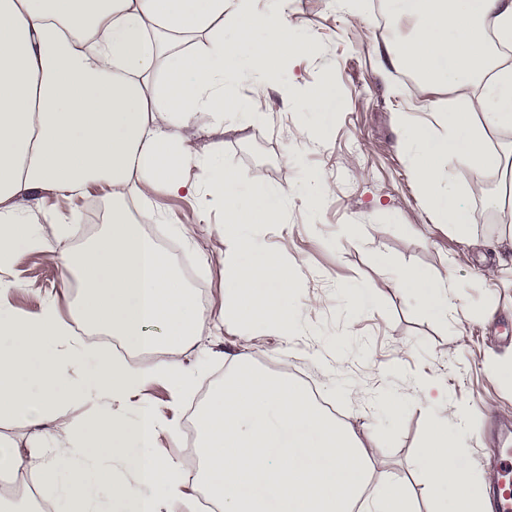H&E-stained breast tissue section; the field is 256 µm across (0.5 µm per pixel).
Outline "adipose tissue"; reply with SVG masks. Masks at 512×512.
Here are the masks:
<instances>
[{
    "instance_id": "ef3b65f1",
    "label": "adipose tissue",
    "mask_w": 512,
    "mask_h": 512,
    "mask_svg": "<svg viewBox=\"0 0 512 512\" xmlns=\"http://www.w3.org/2000/svg\"><path fill=\"white\" fill-rule=\"evenodd\" d=\"M0 0V271L29 251L51 253L70 235L76 216L41 210L45 192L68 199L92 185L112 200L104 233L66 258L80 290L71 320L54 297L20 313L0 286V421L45 427V453L22 452L0 438V472L35 470L43 496L67 512H177L184 476L152 454L161 420L145 397L156 380L181 391L193 381L180 358L202 320L191 289L144 231L168 223L157 194L209 196L228 219L224 239V318L242 335H271L292 326L288 261L258 250L255 229L274 223L288 204L285 188L259 190V177L226 174L217 150L193 142L224 128V93L244 75L266 80L279 63L310 53L290 40L288 0ZM260 34L258 44L224 49V20ZM388 22L407 26L379 55L410 70L430 89L477 83L484 92L464 106L435 108L429 121L403 118L399 134L410 172L435 223L470 234L459 188L444 172L453 161L498 170L512 142L488 152V134L512 131V66L496 46L512 45V0H391ZM204 40L198 50L187 42ZM207 172L205 181L191 170ZM145 211L134 218L127 199ZM392 284L447 317L456 294L451 278L403 268ZM81 328L83 337L73 335ZM121 336L165 359L132 366L116 359L91 370L100 335ZM86 411L72 415L74 404ZM467 412L449 407L429 417L411 461L425 475L424 492L450 491L449 512H487L484 480L461 462L449 425L466 428ZM137 477L131 487L113 461Z\"/></svg>"
}]
</instances>
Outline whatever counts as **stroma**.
Here are the masks:
<instances>
[{"label":"stroma","mask_w":512,"mask_h":512,"mask_svg":"<svg viewBox=\"0 0 512 512\" xmlns=\"http://www.w3.org/2000/svg\"><path fill=\"white\" fill-rule=\"evenodd\" d=\"M388 0H288L289 37L315 46L313 55L290 62L265 92L252 79L237 81L229 103L247 102L260 121L241 127L225 121L221 159L232 175L260 174L265 186L286 187L288 207L277 223L263 227L266 249L294 266L298 302L285 336L255 332L243 339L222 319L224 310V211L208 197L158 195L169 214L164 237L174 244L175 263L191 259L185 273L190 289H203L204 315L198 340L182 355L193 387L178 392L168 384L150 385L146 394L156 414L185 417L207 400L224 379L226 366L242 350L268 372L291 374L338 408L355 435L370 448L377 465L420 488L423 477L409 463L428 417L446 403L469 410L472 428L455 433L461 460L491 480L489 461L501 420L512 421V381L501 377L490 357L512 354V249L495 248L503 225H512V179L483 181L465 163L448 172L464 196L469 238L435 224L424 209L409 171V157L397 134L402 114L426 117L432 105L447 106L449 94L401 80L399 69L381 65L377 48L392 38L381 23ZM336 88L330 120L297 104H283L284 92L313 94L325 81ZM297 158L296 167L284 164ZM331 185L334 195L313 202L303 196L309 177ZM500 199L491 209L487 195ZM60 213L77 211L74 234L56 244V255L29 254L0 279L14 282L10 296L22 311L41 298L56 297L69 316L78 290L63 255L100 236L112 211L105 191L93 187L72 202L47 196ZM187 234L172 232L171 223ZM404 266L452 275L460 290L447 319L433 317L418 302L392 287ZM377 292L375 304L356 310L357 289ZM431 378L429 400L413 401L411 382ZM370 395L391 391L402 403L392 417Z\"/></svg>","instance_id":"1"}]
</instances>
